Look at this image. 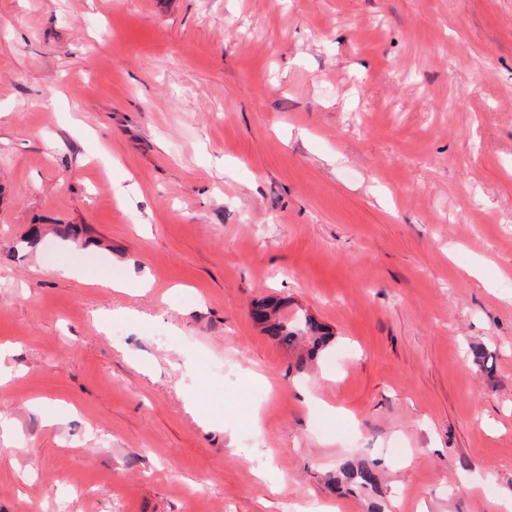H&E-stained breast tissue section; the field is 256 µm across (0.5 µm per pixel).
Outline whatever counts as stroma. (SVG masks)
Wrapping results in <instances>:
<instances>
[{
  "mask_svg": "<svg viewBox=\"0 0 512 512\" xmlns=\"http://www.w3.org/2000/svg\"><path fill=\"white\" fill-rule=\"evenodd\" d=\"M0 348V512H502L512 0H0ZM264 331L270 332L278 338L280 344L287 348H295L301 342L311 344L308 357H313L315 351L325 347L331 338L321 326H318L311 317L304 315L303 318L296 323H284L277 321L276 323L263 327ZM372 466H374V463L370 464L368 461L354 456H345L338 464L337 473L365 489L368 486L373 487L377 480Z\"/></svg>",
  "mask_w": 512,
  "mask_h": 512,
  "instance_id": "1",
  "label": "stroma"
}]
</instances>
